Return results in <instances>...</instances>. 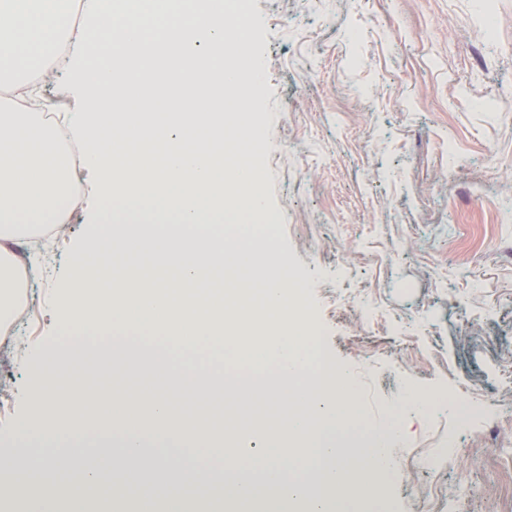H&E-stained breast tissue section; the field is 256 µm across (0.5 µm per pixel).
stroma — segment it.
Returning a JSON list of instances; mask_svg holds the SVG:
<instances>
[{"mask_svg": "<svg viewBox=\"0 0 512 512\" xmlns=\"http://www.w3.org/2000/svg\"><path fill=\"white\" fill-rule=\"evenodd\" d=\"M251 192L273 227L268 270L287 266L281 330L318 338L323 380H349L359 443L400 435L372 486L385 512H512V0H247ZM41 108L74 112L69 69L34 70ZM102 214L76 209L38 263L9 351H0V464L57 343L49 301ZM262 407L247 452L284 430ZM447 448L451 466L425 456Z\"/></svg>", "mask_w": 512, "mask_h": 512, "instance_id": "35a3bbf8", "label": "stroma"}]
</instances>
